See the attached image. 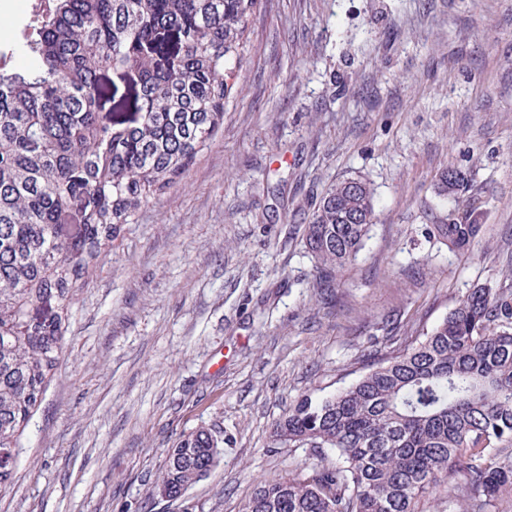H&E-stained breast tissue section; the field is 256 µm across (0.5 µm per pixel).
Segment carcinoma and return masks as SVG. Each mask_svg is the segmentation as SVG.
<instances>
[{"label":"carcinoma","instance_id":"carcinoma-1","mask_svg":"<svg viewBox=\"0 0 512 512\" xmlns=\"http://www.w3.org/2000/svg\"><path fill=\"white\" fill-rule=\"evenodd\" d=\"M263 0H53L23 38L29 63L0 52V490L56 375L76 289L131 223L224 124L247 29ZM467 177L450 167L439 194ZM375 195L331 185L304 228L320 278L364 247ZM434 225L466 254L473 213ZM309 448L301 478L257 485L242 512H415L444 490L463 512L512 497V281L473 288L430 332L346 388L303 396L271 447ZM224 433L199 427L165 450L156 493L182 499L220 464Z\"/></svg>","mask_w":512,"mask_h":512}]
</instances>
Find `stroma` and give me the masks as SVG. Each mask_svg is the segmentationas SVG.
Masks as SVG:
<instances>
[{"instance_id": "stroma-1", "label": "stroma", "mask_w": 512, "mask_h": 512, "mask_svg": "<svg viewBox=\"0 0 512 512\" xmlns=\"http://www.w3.org/2000/svg\"><path fill=\"white\" fill-rule=\"evenodd\" d=\"M35 3L0 0V48ZM249 38L223 128L73 301L0 512H239L310 458L270 443L293 401L349 386L512 276V0H265ZM449 166L484 226L464 258L433 235ZM351 176L375 219L326 288L299 227ZM200 425L223 431L221 464L160 498L165 449Z\"/></svg>"}]
</instances>
